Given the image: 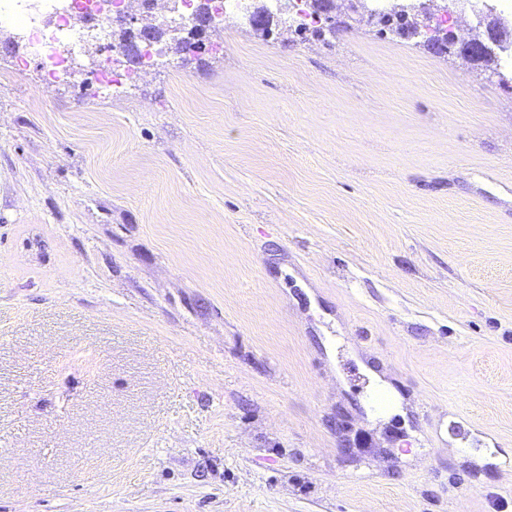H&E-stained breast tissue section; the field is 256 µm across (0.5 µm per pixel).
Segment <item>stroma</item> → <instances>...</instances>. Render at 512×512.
Returning a JSON list of instances; mask_svg holds the SVG:
<instances>
[{
  "mask_svg": "<svg viewBox=\"0 0 512 512\" xmlns=\"http://www.w3.org/2000/svg\"><path fill=\"white\" fill-rule=\"evenodd\" d=\"M335 4L93 99L0 29V512L512 505V68Z\"/></svg>",
  "mask_w": 512,
  "mask_h": 512,
  "instance_id": "stroma-1",
  "label": "stroma"
}]
</instances>
